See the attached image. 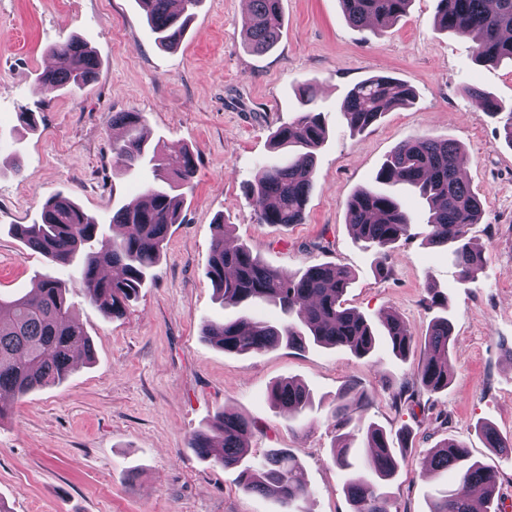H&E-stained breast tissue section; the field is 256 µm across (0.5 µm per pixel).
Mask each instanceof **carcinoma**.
I'll use <instances>...</instances> for the list:
<instances>
[{
  "label": "carcinoma",
  "mask_w": 512,
  "mask_h": 512,
  "mask_svg": "<svg viewBox=\"0 0 512 512\" xmlns=\"http://www.w3.org/2000/svg\"><path fill=\"white\" fill-rule=\"evenodd\" d=\"M157 44L173 49L182 41L200 0H181L172 9L171 0H140ZM350 24L383 32L407 14L412 0H340ZM435 19L439 29L475 42L480 63L512 61V0H436ZM281 0H251V15L245 42L255 53L271 50L280 37ZM56 59L54 69L38 81L81 90L98 74L99 61L88 45L70 37L50 47ZM466 92L482 100L486 113L499 118L505 141L512 146V103L488 97L477 87ZM304 110L290 122L277 127L272 136L276 149L287 150V159L261 167L246 184L245 195L260 224L286 227L302 223L313 186L315 155L326 130L317 109L316 91L311 85L300 89ZM414 90L400 79L372 75L349 88L342 109L352 130L363 132L395 106H409ZM112 124L122 125L125 136L112 141L116 173L149 166L154 183L146 189L147 202L131 203L112 213V223L122 226L119 236L107 235L97 220L72 198L57 195L42 208L32 224H14L11 232L32 250L57 267L70 266L76 276L63 280L50 270L38 276L30 293L0 297V422L11 413L8 399L19 398L36 389L60 383L71 370L72 357H92L89 336L78 323L69 302L70 289H79L104 316L123 315L146 278L160 262L169 229L182 222L186 192L192 190L195 173L193 153L183 149L163 153L147 146L142 117L137 112H118ZM461 146L448 139L419 138L399 144L381 167L377 183L403 184L415 188L428 203L427 240L447 246L460 281L471 282L484 268L482 250L471 246L467 228L483 213L482 201L459 170ZM349 222L355 240L376 255V270L382 275L389 251L408 235L410 217L402 202L378 188L355 192L348 200ZM226 225H216L211 243L207 276L224 307L246 308L264 303L278 308L283 321L252 320L245 316L207 324L204 335L226 353H261L280 346L293 347L305 341L317 345L344 347L357 357H366L385 339L393 353L404 355L413 337L406 323L387 313L381 325L383 336L367 319L345 306L343 296L351 284V273L336 265L321 264L300 275H284L266 265L246 246L228 248ZM452 322L436 317L420 350L416 381L430 390L448 388V356ZM271 402L290 417L312 408L310 392L285 381L274 385ZM330 418L338 434L334 455L336 466L351 471L346 494L352 512H389L381 482L393 477L405 454L391 446L385 430L369 424L364 432L369 461L360 468L350 455V434L344 429L361 428V421L349 413L345 396L336 399ZM253 424L243 416L217 413L207 428L195 432L188 442L197 455L225 469L241 468L243 487L251 492L274 496L282 512H297L298 504L312 494L299 477V466L286 448H271L258 467L244 464L247 438ZM491 448L512 453L494 427H480ZM461 444L446 439L423 462L426 470H452L457 484L431 504V512H491L497 474L491 467L470 461V455H454Z\"/></svg>",
  "instance_id": "obj_1"
}]
</instances>
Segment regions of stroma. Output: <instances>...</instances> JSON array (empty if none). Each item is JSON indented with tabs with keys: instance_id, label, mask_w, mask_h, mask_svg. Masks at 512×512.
Returning <instances> with one entry per match:
<instances>
[{
	"instance_id": "35a3bbf8",
	"label": "stroma",
	"mask_w": 512,
	"mask_h": 512,
	"mask_svg": "<svg viewBox=\"0 0 512 512\" xmlns=\"http://www.w3.org/2000/svg\"><path fill=\"white\" fill-rule=\"evenodd\" d=\"M281 8L276 46L257 55L244 46V0H200L174 50L155 44L139 0H0V292L26 293L43 272V257L10 227L32 223L48 199L70 195L107 223L113 206L142 196L148 174L113 172V114L142 113L150 146L186 147L196 161L182 221L125 313L106 317L70 292L93 359L76 361L61 384L15 400L0 421V502L11 512H278L273 498L243 488L237 470L189 448L190 435L223 410L253 421L249 461L271 448L295 456L312 490L304 512H351L328 418L342 392L353 408L361 395L372 397L366 419L392 443L404 430L411 437L405 463L383 487L390 512H429L435 490L453 484V473L422 472L423 459L447 438L497 471L491 512H512V454L487 447L477 431L489 424L512 441V147L465 91L473 85L512 101V63L477 62L471 40L435 28L436 0H413L381 34L351 25L339 0H282ZM72 36L96 52L97 78L77 92L40 84L49 47ZM373 74L404 81L416 100L356 133L343 97ZM304 83L315 84L327 129L305 219L261 224L244 187L277 158L272 134L300 112L296 89ZM24 109L34 112V126L21 123ZM421 137L461 146L464 177L483 202L469 235L487 262L464 285L447 248L427 243L429 207L413 188L390 189L413 224L391 249L385 277L348 224V199L375 185L396 146ZM221 222L230 244L287 274L346 267L347 306L373 323L398 314L414 348L402 358L383 342L360 358L310 342L246 354L216 347L204 326L225 311L206 269ZM432 288L446 308L431 306ZM442 314L453 324L447 389L420 387L413 401L394 406L393 392L413 383L419 346ZM287 380L316 400L304 426L269 399Z\"/></svg>"
}]
</instances>
